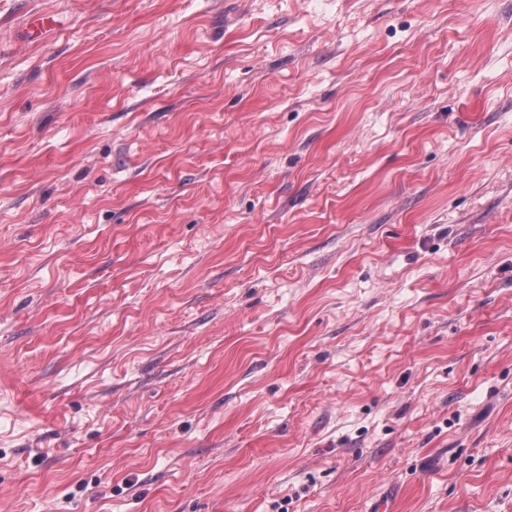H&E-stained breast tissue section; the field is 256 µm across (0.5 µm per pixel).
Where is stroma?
Segmentation results:
<instances>
[{"label":"stroma","instance_id":"35a3bbf8","mask_svg":"<svg viewBox=\"0 0 512 512\" xmlns=\"http://www.w3.org/2000/svg\"><path fill=\"white\" fill-rule=\"evenodd\" d=\"M382 498L512 512V0H0V512Z\"/></svg>","mask_w":512,"mask_h":512}]
</instances>
